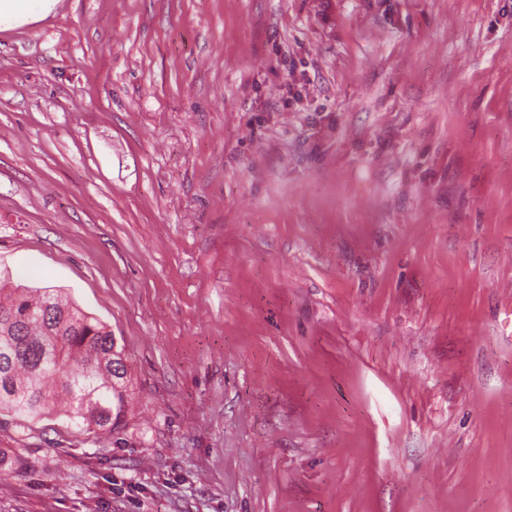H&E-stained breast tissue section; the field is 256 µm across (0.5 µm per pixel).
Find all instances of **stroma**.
Masks as SVG:
<instances>
[{
    "mask_svg": "<svg viewBox=\"0 0 512 512\" xmlns=\"http://www.w3.org/2000/svg\"><path fill=\"white\" fill-rule=\"evenodd\" d=\"M0 272L127 368L0 417V512H512V0L1 25Z\"/></svg>",
    "mask_w": 512,
    "mask_h": 512,
    "instance_id": "1",
    "label": "stroma"
}]
</instances>
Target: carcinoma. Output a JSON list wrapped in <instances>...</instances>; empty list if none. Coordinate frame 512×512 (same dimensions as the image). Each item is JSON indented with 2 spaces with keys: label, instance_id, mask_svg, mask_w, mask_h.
Returning a JSON list of instances; mask_svg holds the SVG:
<instances>
[{
  "label": "carcinoma",
  "instance_id": "1",
  "mask_svg": "<svg viewBox=\"0 0 512 512\" xmlns=\"http://www.w3.org/2000/svg\"><path fill=\"white\" fill-rule=\"evenodd\" d=\"M112 331L53 289L0 276V415L29 421L61 414L112 430L125 409V364ZM18 458L0 449V479Z\"/></svg>",
  "mask_w": 512,
  "mask_h": 512
}]
</instances>
